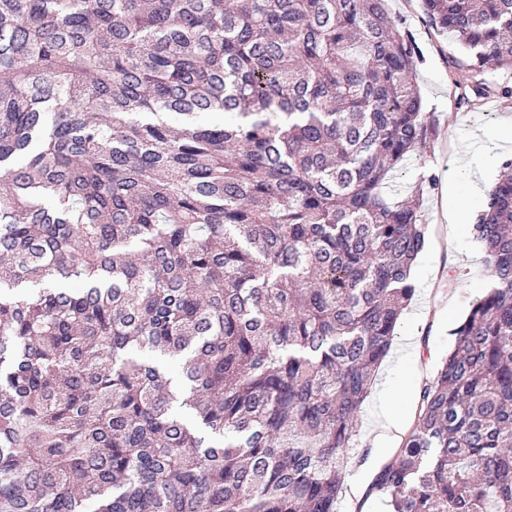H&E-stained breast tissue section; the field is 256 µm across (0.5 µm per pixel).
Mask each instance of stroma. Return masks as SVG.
<instances>
[{
  "label": "stroma",
  "mask_w": 512,
  "mask_h": 512,
  "mask_svg": "<svg viewBox=\"0 0 512 512\" xmlns=\"http://www.w3.org/2000/svg\"><path fill=\"white\" fill-rule=\"evenodd\" d=\"M388 6L416 40L420 55L416 87L435 126L433 137L394 183L406 187L420 175L435 176L434 185L423 194L421 221L427 234H434L442 222V206H461L462 246L456 253L440 255L433 244H426L412 272L417 294L401 316L391 350L362 406L352 448L361 463L345 481L364 491L366 512H382L378 496L369 488L397 450L393 443H372L374 428L383 413L398 409L406 428H413L419 409L404 406L403 400L405 395L421 394L424 383L416 377L419 363L427 359L432 366L440 365L455 345L452 328L489 284L484 250L470 232L481 200L469 195L464 176L481 168L489 181H496L500 158L512 155V99L488 96L477 113L458 108V94L472 81L471 72L459 64L463 47L448 33L429 27L423 0H388Z\"/></svg>",
  "instance_id": "obj_1"
}]
</instances>
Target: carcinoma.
<instances>
[{"label": "carcinoma", "instance_id": "obj_1", "mask_svg": "<svg viewBox=\"0 0 512 512\" xmlns=\"http://www.w3.org/2000/svg\"><path fill=\"white\" fill-rule=\"evenodd\" d=\"M424 5L457 106L511 97L512 0ZM417 57L386 0H0V512H336L425 244ZM500 169L385 512H512Z\"/></svg>", "mask_w": 512, "mask_h": 512}]
</instances>
